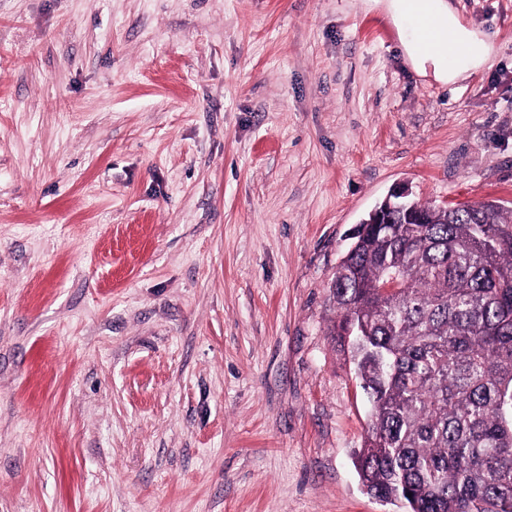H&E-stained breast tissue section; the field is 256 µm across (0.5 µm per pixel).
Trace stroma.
I'll return each mask as SVG.
<instances>
[{
    "label": "stroma",
    "instance_id": "35a3bbf8",
    "mask_svg": "<svg viewBox=\"0 0 512 512\" xmlns=\"http://www.w3.org/2000/svg\"><path fill=\"white\" fill-rule=\"evenodd\" d=\"M0 0V512H403L329 286L398 183L512 203V0ZM394 1L393 17L396 23L403 19L422 20L433 18L440 26L450 31L457 47L455 61L448 63L443 51L425 50L409 36L404 38L408 54L414 62L430 63L436 77L444 83L455 84L465 80L470 72L486 65L494 52L493 44L480 31L469 29L461 24L457 11L448 0H389Z\"/></svg>",
    "mask_w": 512,
    "mask_h": 512
}]
</instances>
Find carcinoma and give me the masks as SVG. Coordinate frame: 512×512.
Here are the masks:
<instances>
[{
    "instance_id": "carcinoma-1",
    "label": "carcinoma",
    "mask_w": 512,
    "mask_h": 512,
    "mask_svg": "<svg viewBox=\"0 0 512 512\" xmlns=\"http://www.w3.org/2000/svg\"><path fill=\"white\" fill-rule=\"evenodd\" d=\"M420 209L364 225L330 285L328 335L372 408L354 466L404 512H512V209Z\"/></svg>"
}]
</instances>
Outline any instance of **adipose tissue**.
<instances>
[{"label": "adipose tissue", "instance_id": "adipose-tissue-1", "mask_svg": "<svg viewBox=\"0 0 512 512\" xmlns=\"http://www.w3.org/2000/svg\"><path fill=\"white\" fill-rule=\"evenodd\" d=\"M393 6L395 21L432 18L451 32L457 47L456 58L451 62L447 61L443 51L423 49L411 36L405 39L410 58L419 64H431L439 80L457 83L489 62L494 52L493 44L482 32L462 25L449 0H394Z\"/></svg>", "mask_w": 512, "mask_h": 512}]
</instances>
